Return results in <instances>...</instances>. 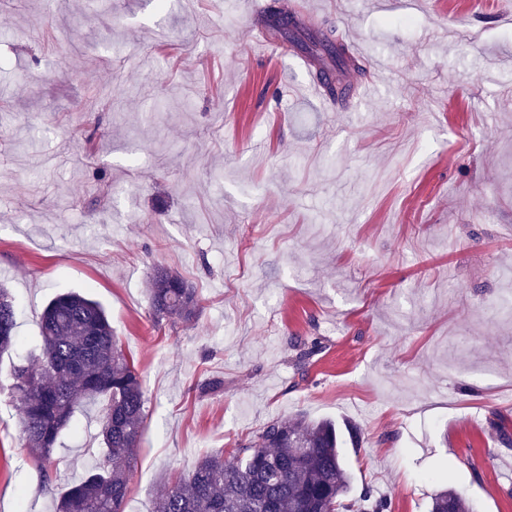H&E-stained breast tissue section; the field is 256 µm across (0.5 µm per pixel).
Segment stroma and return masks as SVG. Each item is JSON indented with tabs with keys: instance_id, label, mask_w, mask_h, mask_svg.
<instances>
[{
	"instance_id": "35a3bbf8",
	"label": "stroma",
	"mask_w": 512,
	"mask_h": 512,
	"mask_svg": "<svg viewBox=\"0 0 512 512\" xmlns=\"http://www.w3.org/2000/svg\"><path fill=\"white\" fill-rule=\"evenodd\" d=\"M157 2L0 0L19 340L0 356V512H55L101 460L91 400L44 480L10 390L69 290L104 307L142 377L125 512L298 416L356 429L350 495L512 512V0ZM271 4L301 39L348 34L382 84L343 107L316 93L305 51L251 40ZM158 266L197 289L195 322H155ZM465 498L457 492L444 491L433 498L431 512H469Z\"/></svg>"
}]
</instances>
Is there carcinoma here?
<instances>
[{
  "instance_id": "obj_1",
  "label": "carcinoma",
  "mask_w": 512,
  "mask_h": 512,
  "mask_svg": "<svg viewBox=\"0 0 512 512\" xmlns=\"http://www.w3.org/2000/svg\"><path fill=\"white\" fill-rule=\"evenodd\" d=\"M318 49L329 56L339 82L367 72L352 48L330 33L314 43L310 55ZM329 73L324 67L316 73L325 96L338 105L347 103L352 89H337ZM150 307L159 321L189 323L197 316L199 299L182 276L158 266ZM15 327V305L0 285V354L16 346ZM39 330V349L12 370L23 440L44 480H50L54 450L76 407L86 399L102 400V460L60 496L57 512H124L145 419L140 375L105 310L79 292L52 299ZM341 445V431L330 421H275L239 445L232 460L218 454L203 457L154 499L152 512H391L390 500L369 487L346 498L350 476ZM431 512H469V505L459 493L444 491L433 498Z\"/></svg>"
}]
</instances>
